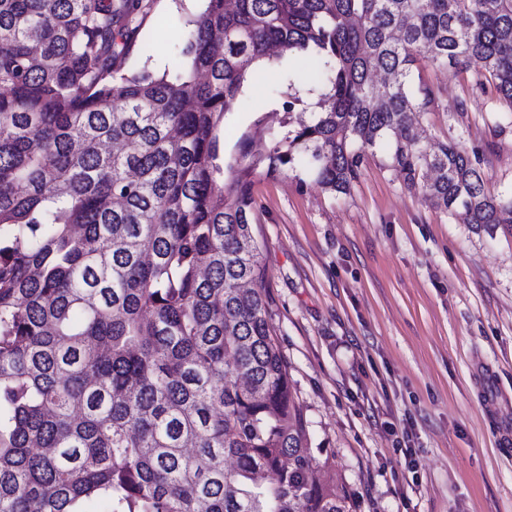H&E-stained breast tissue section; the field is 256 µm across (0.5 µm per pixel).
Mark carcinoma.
Wrapping results in <instances>:
<instances>
[{
	"instance_id": "obj_1",
	"label": "carcinoma",
	"mask_w": 512,
	"mask_h": 512,
	"mask_svg": "<svg viewBox=\"0 0 512 512\" xmlns=\"http://www.w3.org/2000/svg\"><path fill=\"white\" fill-rule=\"evenodd\" d=\"M159 74L152 0H0V512H356L268 321L251 175L346 195L367 152L477 230H512L478 152L430 150L424 58L512 104V0H201ZM278 45L280 132L224 181L219 133Z\"/></svg>"
}]
</instances>
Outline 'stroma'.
<instances>
[{
  "mask_svg": "<svg viewBox=\"0 0 512 512\" xmlns=\"http://www.w3.org/2000/svg\"><path fill=\"white\" fill-rule=\"evenodd\" d=\"M198 0H153L131 63L163 72ZM288 59L255 68L224 119V161L274 145ZM431 140L495 147L490 193H512V107L475 70L419 62ZM504 125L491 137L494 125ZM299 172L252 177L270 323L314 445L357 512H512V234L477 231L407 189L376 153L348 194Z\"/></svg>",
  "mask_w": 512,
  "mask_h": 512,
  "instance_id": "stroma-1",
  "label": "stroma"
}]
</instances>
